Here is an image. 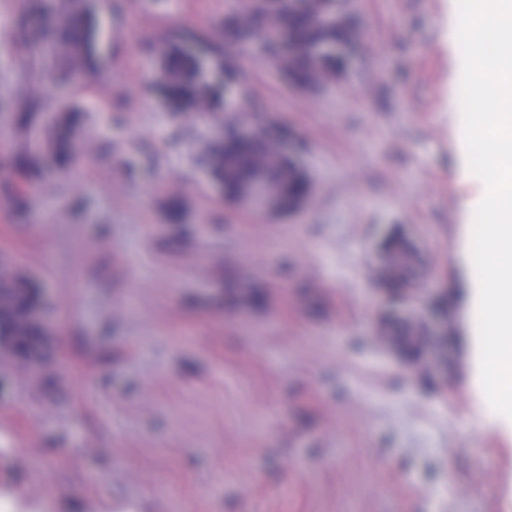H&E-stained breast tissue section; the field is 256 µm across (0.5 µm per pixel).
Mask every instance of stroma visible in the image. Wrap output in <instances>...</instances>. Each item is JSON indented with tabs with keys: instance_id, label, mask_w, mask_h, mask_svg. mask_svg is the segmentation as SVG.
I'll use <instances>...</instances> for the list:
<instances>
[{
	"instance_id": "stroma-1",
	"label": "stroma",
	"mask_w": 512,
	"mask_h": 512,
	"mask_svg": "<svg viewBox=\"0 0 512 512\" xmlns=\"http://www.w3.org/2000/svg\"><path fill=\"white\" fill-rule=\"evenodd\" d=\"M89 5L95 65L69 86L0 0V257L48 329L38 375L0 355V491L53 512H512V419L474 343L457 0H348L356 40L315 90L233 53L247 120L300 145L313 185L276 218L207 176L234 116L160 87L163 39H219L239 0ZM65 103L63 170L43 144ZM396 240L417 256L403 291Z\"/></svg>"
}]
</instances>
